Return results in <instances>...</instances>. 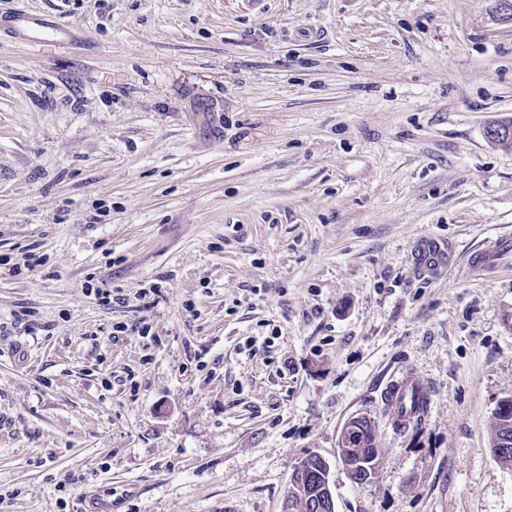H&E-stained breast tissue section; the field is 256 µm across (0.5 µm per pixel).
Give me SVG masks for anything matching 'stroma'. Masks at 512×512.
<instances>
[{
    "label": "stroma",
    "mask_w": 512,
    "mask_h": 512,
    "mask_svg": "<svg viewBox=\"0 0 512 512\" xmlns=\"http://www.w3.org/2000/svg\"><path fill=\"white\" fill-rule=\"evenodd\" d=\"M19 9L77 40L0 39V512H280L313 453L336 512H512V272L465 267L512 233L497 0ZM428 237L456 248L435 279ZM402 374L432 390L406 431ZM454 253L449 242L435 238L422 240L415 252L414 268L419 276L429 278L451 266ZM414 395L422 399L429 407L431 403V390L428 385L413 382L405 376L392 379L388 383L384 393L386 410L392 412L398 421H404V419H406L405 417L408 416L407 409H409V400L413 399L412 397H414ZM426 405L419 402L413 403V407L409 413L410 418L413 420L408 426H404L403 430L421 425L425 417V412L427 411ZM501 404L505 406L503 410L500 408ZM494 418L492 453L503 465L512 466V396L499 402ZM362 418L363 421L360 420L353 428L344 433L345 446L342 447L348 457V463H361L362 465H366L368 468L366 470L362 467H358L356 469L357 473L350 477V479L357 485H363L362 482L365 480L368 473L372 476V472L375 470L379 455V448H377L376 445L374 424L370 419L366 417ZM368 458H370V462H368V464H374V469H371L368 467V464H366V460ZM369 481L370 478L365 480V482Z\"/></svg>",
    "instance_id": "35a3bbf8"
}]
</instances>
